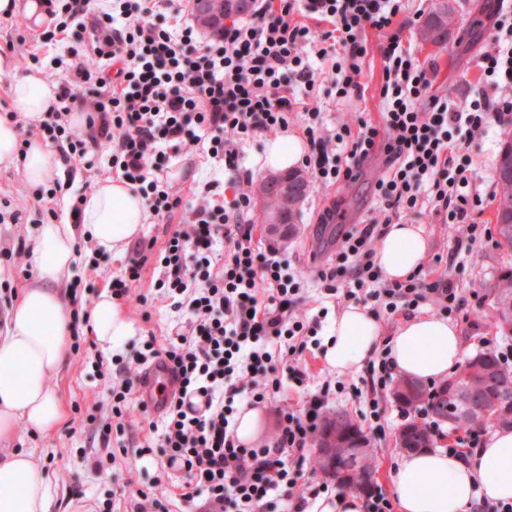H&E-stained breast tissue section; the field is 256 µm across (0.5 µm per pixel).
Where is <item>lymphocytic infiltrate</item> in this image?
<instances>
[{
    "label": "lymphocytic infiltrate",
    "instance_id": "f902f5d3",
    "mask_svg": "<svg viewBox=\"0 0 512 512\" xmlns=\"http://www.w3.org/2000/svg\"><path fill=\"white\" fill-rule=\"evenodd\" d=\"M50 26L40 41L72 40L68 59L57 62L53 103L38 129L66 164L87 166L100 145L111 149L110 167L145 199L154 215L178 220L157 263L155 285L188 321L163 348L145 341L108 389L117 433L140 383V370L163 361L178 389L164 400L165 422L157 445L159 491L141 493L135 512H307L310 500L297 484L309 466L308 449L319 435L330 382L309 389L298 364L312 338L301 309L302 285L284 261L257 253L248 220L253 179L240 166L250 139L287 131L303 113L309 144L305 165L316 182L356 179L365 162L382 152L387 173L377 182L378 218L344 236L338 264L320 270L328 294H366L387 313L431 304L452 312L465 302L446 275L428 281L413 275L383 281L373 242L380 223L414 211L421 193L435 201L443 223L458 225L459 249L480 233L473 218L482 203L473 157L462 145L491 123L512 121V7L494 18L491 50L478 67L485 91L457 106L432 91L433 73L404 46L394 18L404 0H261L252 17L202 41L178 0H112L97 14L90 0H44ZM306 16L296 22L295 14ZM382 34L381 122L360 119L359 132L339 142L325 135L322 111L299 88H314L313 57L332 63L335 95L363 96L366 29ZM85 116L83 127L73 112ZM224 162L234 188L223 199L218 183L206 184L200 205L181 210L180 188L164 179L166 148L194 149ZM223 243L224 258L214 247ZM393 379L386 352L369 364L372 396L365 404L371 430L385 432L382 394ZM305 390L301 407L277 409L271 440L242 442L237 408L254 409L284 384Z\"/></svg>",
    "mask_w": 512,
    "mask_h": 512
}]
</instances>
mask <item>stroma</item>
Returning a JSON list of instances; mask_svg holds the SVG:
<instances>
[{"instance_id": "obj_1", "label": "stroma", "mask_w": 512, "mask_h": 512, "mask_svg": "<svg viewBox=\"0 0 512 512\" xmlns=\"http://www.w3.org/2000/svg\"><path fill=\"white\" fill-rule=\"evenodd\" d=\"M20 11L0 20V56L8 68L0 74V113L10 111L8 87L13 76L33 72L28 54H38L42 64H50L54 56L67 54V47L50 51L40 46L39 34L43 24L30 22L23 13L29 0H17ZM448 5L457 24L453 26L446 46L422 44L417 31L423 19L439 5ZM499 0H407L397 23L405 24L404 34L416 51L421 63L434 71L433 90L457 103L474 98L485 81L477 66L480 56L491 47L492 17ZM369 47L363 67V80L367 86L364 98H345L328 102L323 112L324 126L337 132L342 123L356 124L359 118L372 121L380 119L378 88L383 80L382 60L376 45L378 32L365 33ZM512 138V125L489 127L486 134L475 139L469 151L477 165V190L482 204L475 219L483 234L470 251L459 254L457 265L446 266L445 261L455 251L457 229L455 225L442 223L433 213L430 204H421L406 221L422 227L428 241V251L421 266L427 279L440 274L451 276L457 283L466 303L455 310L450 320L461 331L464 340V357H472L485 349H496L505 338L492 327V299L489 287L502 267L512 266V249L498 243L496 218V158L501 144ZM175 184L182 187L184 206L196 203L195 194L208 182L227 181L228 174L222 161L213 159L202 150H182L172 157L167 167ZM382 157H375L363 168L360 176L346 184L324 186L311 183L302 202L296 222L288 239L278 244L267 241L256 213H249L252 221L254 247L261 252L278 249L288 260L291 270L300 277L305 304L312 311L327 308L336 313L346 306L345 298H331L324 291L318 276L319 266L334 259L341 237L352 225L366 223L374 216L377 206L376 183L384 175ZM35 188L27 185L18 169H0V208L11 205L22 211L20 223H0V293L18 297L34 277L31 258L12 260L8 249L20 243H33L38 225L64 219L67 210L65 200H58L54 214L48 215L37 209H24L25 200L34 199ZM335 208L332 223H320L319 217L327 208ZM81 256L73 278L78 288L94 285L96 291L107 290L112 279L124 276L128 264L127 255H110L98 252L91 242L78 240ZM97 258L100 266L91 269L90 258ZM157 251H149L142 270V278L129 299L119 301L118 306L130 324V332L103 350L89 333H82L80 345L72 349L64 370L52 379L51 385L66 407L61 426L49 436L31 432L25 425H18L15 445L34 449L36 462L51 481L52 503L50 512H85L87 506L103 504L108 495H115L116 512H131L136 489L151 491L158 475L156 456H139V448L145 447L150 428H162L163 418L154 412H141L131 407L128 420L132 427L122 437L103 443L100 431L107 423L110 410L107 405L103 368L118 370L127 363L135 350L141 348L148 336H156L158 346H165L169 334L185 324V313L174 308L169 299L160 297L154 287L160 270L156 264ZM311 385L323 381L334 382L336 392L329 401L330 411L346 413L353 421H361L362 403L355 397L356 387L362 386L366 369L348 370L342 373L326 367L321 355L306 358ZM398 404L387 403V422L384 436L371 439L369 450L374 458V482L388 486L391 469L396 466L402 451L395 438L403 421L397 414ZM102 459L101 468H94L95 459Z\"/></svg>"}]
</instances>
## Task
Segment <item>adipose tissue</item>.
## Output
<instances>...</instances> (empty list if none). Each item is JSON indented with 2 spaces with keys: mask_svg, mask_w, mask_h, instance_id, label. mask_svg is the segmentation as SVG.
I'll return each mask as SVG.
<instances>
[{
  "mask_svg": "<svg viewBox=\"0 0 512 512\" xmlns=\"http://www.w3.org/2000/svg\"><path fill=\"white\" fill-rule=\"evenodd\" d=\"M53 99L51 85L38 74L11 83V108L18 119L40 122ZM16 121L0 118V167L19 168L29 185L45 184L58 173V158L36 140L27 152H20ZM302 159L300 140L277 135L266 142L261 168L285 171ZM147 221L144 198L124 181L108 178L87 193L80 223L39 226L33 249L36 274L0 333V512L49 510L50 484L40 474L33 451L13 447L12 441L18 423L49 435L64 418V406L50 380L60 373L70 352V301L60 285L72 278L79 261L77 241L120 254ZM426 254L421 227L391 224L379 241L375 260L386 281L401 282L421 267ZM88 329L108 349L128 335L130 326L104 292L91 307ZM323 343V361L336 372L364 367L373 352L386 345L397 373L426 382L454 373L463 350L460 330L447 319L415 315L387 339L376 315L361 305L337 311ZM390 485L399 512H468L478 499L512 502V430H491L484 447L467 460L445 450L405 455L392 469Z\"/></svg>",
  "mask_w": 512,
  "mask_h": 512,
  "instance_id": "ef3b65f1",
  "label": "adipose tissue"
}]
</instances>
